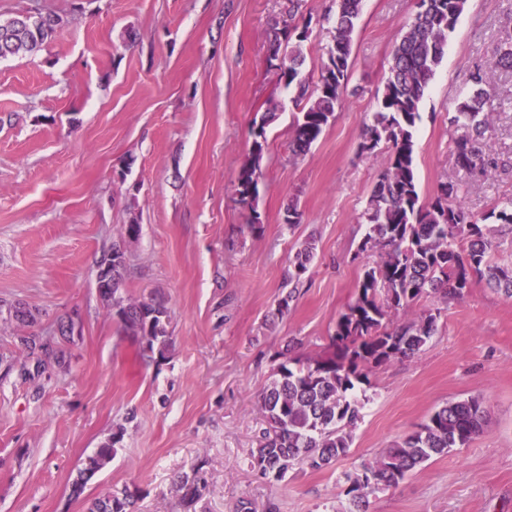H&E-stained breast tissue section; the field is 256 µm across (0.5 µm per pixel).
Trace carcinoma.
I'll return each mask as SVG.
<instances>
[{
  "label": "carcinoma",
  "instance_id": "cac0c4a2",
  "mask_svg": "<svg viewBox=\"0 0 512 512\" xmlns=\"http://www.w3.org/2000/svg\"><path fill=\"white\" fill-rule=\"evenodd\" d=\"M466 2L421 0L414 21L393 49L372 121L365 124L359 145L360 151L369 153L383 143L389 149L386 165L361 214L367 232L358 252L375 251L378 260L365 266L354 301L336 321L329 350L304 362L285 353L277 365L275 378L260 400L261 427L252 451L254 467L267 478L280 481L296 465L318 470L349 452L352 432L361 418L353 391L368 382L372 369L421 352L435 334L440 316L429 310L392 326L391 314L408 312L425 294H435L445 304L457 300L474 274L512 299V267L492 261L491 230L478 223L492 219L500 230L512 233V203L478 219L462 205L457 186L448 181L440 183L425 201L414 165L421 102ZM361 3L336 0L333 44L317 65L313 89L302 76L306 57L301 49L311 21L273 27L270 67L277 72L279 84L294 94L295 102L303 104L294 123L292 152L296 156L305 154L317 141L345 98ZM62 23L63 17L38 9L0 21V59L37 54ZM499 68L512 70V37L499 43L488 67L469 73L471 93L448 117L449 124L471 130L452 147L456 165L465 171L485 174L495 166L480 136L497 109V90L490 73ZM276 118L273 106L253 119L252 150L235 186L238 200L250 208L248 227L253 233L262 229L258 184L266 128ZM316 249L314 238L302 242L289 280L301 281ZM112 305L119 309L124 333L139 343L143 353L157 364L166 360L171 346L166 305L153 300L130 301L120 287L112 291ZM19 343L39 366L62 359L57 342L50 343L44 336H22ZM487 414V400L481 395L450 401L402 441L363 463L358 472L346 475V495L354 512H369L372 495L397 486L432 457L468 445L483 432ZM124 435L125 428L118 427L84 459L71 484L72 497H79L87 482L112 461ZM177 488L186 505L197 502L206 490L200 469L181 477ZM88 512H131V501L126 493L109 492L95 498Z\"/></svg>",
  "mask_w": 512,
  "mask_h": 512
}]
</instances>
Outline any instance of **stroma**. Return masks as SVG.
Here are the masks:
<instances>
[{"label":"stroma","mask_w":512,"mask_h":512,"mask_svg":"<svg viewBox=\"0 0 512 512\" xmlns=\"http://www.w3.org/2000/svg\"><path fill=\"white\" fill-rule=\"evenodd\" d=\"M0 0V19L29 8L64 16L33 58L0 61V512H87L104 492H124L137 512H350L344 474L422 424L448 401L483 395L489 422L466 447L433 457L369 512H512V299L473 279L460 300L421 298L439 310L437 331L409 359L374 368L362 419L344 457L320 470L262 477L251 463L258 404L283 351H327L336 319L365 264L359 221L387 146L358 148L372 119L393 45L418 0H363L348 91L309 151L290 143L300 108L268 64L274 22L289 0ZM333 0H304L310 35L304 75L331 44ZM512 34V0H467L422 101L415 164L422 198L443 181L482 216L512 200V73L494 72L505 104L482 140L496 166L456 167L462 127L448 123L470 71L487 66ZM258 210L235 185L252 149L251 124L268 103ZM297 202L302 222L283 211ZM124 295L169 310L167 361L142 359L101 302L100 264L128 224ZM317 250L287 314L278 301L302 240ZM32 325L8 316L16 303ZM78 314L60 344L62 365L37 369L16 339L52 331ZM134 421H127L128 413ZM126 434L83 495L70 484L82 460L118 426ZM204 461L207 488L185 505L178 476Z\"/></svg>","instance_id":"1"}]
</instances>
